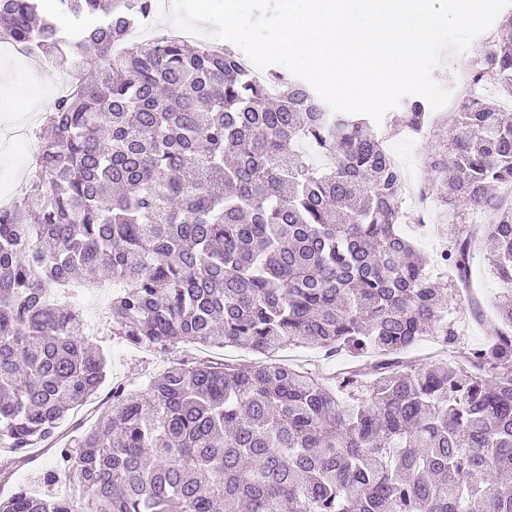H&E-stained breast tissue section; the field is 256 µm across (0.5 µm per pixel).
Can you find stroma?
<instances>
[{
	"instance_id": "stroma-1",
	"label": "stroma",
	"mask_w": 512,
	"mask_h": 512,
	"mask_svg": "<svg viewBox=\"0 0 512 512\" xmlns=\"http://www.w3.org/2000/svg\"><path fill=\"white\" fill-rule=\"evenodd\" d=\"M498 26H491L471 44L468 54L447 59L433 72L434 79L449 89L451 97L446 105L434 110V123L428 137L414 139L398 135L388 140L393 148L394 158L406 179L420 185L431 179L432 173L425 164L431 146L446 141L454 127V114L457 110L456 97L468 55L478 54L498 39ZM31 68L32 77L38 86V96L18 95L14 89L0 82V110H8L12 120L28 119L36 111L46 110L57 93L62 68L30 67L27 58L20 55H0V75L23 68ZM406 222L404 231L412 237L419 249L431 259L429 271L433 277L444 274L437 260L443 249L449 248L450 240L438 230L434 221L438 207L433 203L422 205L405 202ZM490 252L486 245H478L474 252L472 268L476 284V299L468 301L453 298L449 309L450 317L459 328L462 342L468 346L481 343L486 337L495 335L496 323L491 307L500 293L501 285L489 273ZM112 296L111 289L103 288L89 295H79L76 304L83 313L86 334L91 343L102 348L107 359V377L98 392L81 408L71 411L63 423L60 433L70 437L73 432L92 424L111 403L113 385L123 384L130 388L143 386L150 376L170 367L173 362L184 359L185 353L173 350L157 352L145 347L133 346L123 339L113 336L107 318V306ZM274 360L287 364L298 371L317 370L326 377L342 375L353 369L355 362L346 353L327 356L323 350L291 346L273 355ZM0 468L5 469L9 479L6 490L24 485L44 494L65 495L68 485L65 479H58L48 485L43 481L45 473L59 468L58 453L53 447H40L30 451L27 459H19L10 449L0 448Z\"/></svg>"
}]
</instances>
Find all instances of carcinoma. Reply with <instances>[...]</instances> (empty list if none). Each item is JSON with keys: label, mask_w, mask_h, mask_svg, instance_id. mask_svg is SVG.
Here are the masks:
<instances>
[{"label": "carcinoma", "mask_w": 512, "mask_h": 512, "mask_svg": "<svg viewBox=\"0 0 512 512\" xmlns=\"http://www.w3.org/2000/svg\"><path fill=\"white\" fill-rule=\"evenodd\" d=\"M152 0H0V43L78 70L37 132L39 173L0 208V444L55 437L106 379L80 310L48 288L119 285L112 334L168 352L187 342L265 354L311 346L366 374H318L205 358L111 410L59 449L78 494L17 488L0 512H512V119L483 95L459 103L430 198L489 216L441 226L466 295L471 251L493 243L503 286L496 336L467 365L403 359L423 337L454 348L448 289L400 229L402 174L365 115L331 112L282 72L259 82L230 46L161 37L112 46ZM73 24L68 30L58 18ZM473 86L512 99V38L469 64ZM410 102L400 129L430 130ZM308 144L332 157L313 164Z\"/></svg>", "instance_id": "carcinoma-1"}]
</instances>
